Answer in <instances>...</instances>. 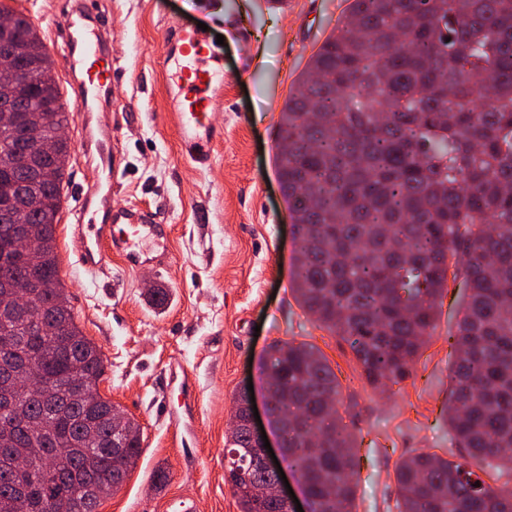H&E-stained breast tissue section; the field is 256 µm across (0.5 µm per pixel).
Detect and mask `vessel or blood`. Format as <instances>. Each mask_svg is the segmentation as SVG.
<instances>
[{
	"mask_svg": "<svg viewBox=\"0 0 512 512\" xmlns=\"http://www.w3.org/2000/svg\"><path fill=\"white\" fill-rule=\"evenodd\" d=\"M66 29L67 61L72 72L81 76L77 109L89 112L112 90V58L104 52L99 27L71 20ZM171 43L165 68V79L176 90L170 103L171 119L184 159L207 168L223 136L211 117L224 102V77L220 66L211 62L208 32L179 28ZM77 149L80 154L97 156L104 176L103 183L76 194L71 229L79 265L92 272L116 256L125 267H138L150 258L148 244L165 237L166 224L158 213L134 205H113L111 179L121 160L112 149L111 130L85 127Z\"/></svg>",
	"mask_w": 512,
	"mask_h": 512,
	"instance_id": "b4317fda",
	"label": "vessel or blood"
}]
</instances>
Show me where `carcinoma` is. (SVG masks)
Segmentation results:
<instances>
[{
	"label": "carcinoma",
	"mask_w": 512,
	"mask_h": 512,
	"mask_svg": "<svg viewBox=\"0 0 512 512\" xmlns=\"http://www.w3.org/2000/svg\"><path fill=\"white\" fill-rule=\"evenodd\" d=\"M1 63L51 70L29 19L15 11ZM42 113L41 135L66 124L59 87L26 93L19 108ZM23 123L0 128V187L22 184L8 149ZM70 156L56 140L25 215L37 243L32 262L5 269L39 278L37 302L63 315L56 224ZM277 175L298 213L291 292L323 328L346 342L376 388L410 371L449 280L469 291L456 324L446 406L456 447L477 462L512 471V0H351L295 80L281 112ZM49 345L62 335L73 355L32 356L20 379L55 377L45 402L18 395L0 406L13 451L68 448L59 494L84 491L82 512H98L97 489L124 480L140 455L131 418L109 407L74 405L65 384L79 373L98 385L101 350L68 314L67 328L10 326ZM272 410L288 414V464L305 477L315 512H355V440L329 419L340 403L336 374L315 346L273 344ZM243 430L226 437L224 474L239 512H255L246 490L276 478L255 464ZM399 512H512V485L492 486L463 462L413 452L396 470ZM37 469L0 461V512H43Z\"/></svg>",
	"instance_id": "obj_1"
}]
</instances>
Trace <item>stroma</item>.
Returning a JSON list of instances; mask_svg holds the SVG:
<instances>
[{"mask_svg":"<svg viewBox=\"0 0 512 512\" xmlns=\"http://www.w3.org/2000/svg\"><path fill=\"white\" fill-rule=\"evenodd\" d=\"M33 23L52 60L70 142L81 135L80 90L60 33L81 0H0ZM350 0H100V23L116 71L111 99L94 121L118 129L124 168L112 198L157 211L168 226L163 269L112 264L89 275L75 267L68 211L73 190L93 187L94 165L72 153L56 226L60 277L85 336L100 347L103 397L136 418L142 450L124 487L99 512H165L184 495L194 512H238L224 481V439L234 399L248 389L279 340L315 345L342 389L338 412L357 439L356 512H398L396 467L416 450L442 457L456 445L444 409L463 311V283L450 286L435 331L411 374L387 392L370 385L352 350L295 301L291 205L277 180L280 112L295 79L342 24ZM205 23L224 72L216 123L224 138L211 167L188 165L170 122L163 61L175 27ZM155 288L167 300L156 305ZM167 479L158 484L156 472Z\"/></svg>","mask_w":512,"mask_h":512,"instance_id":"obj_1","label":"stroma"}]
</instances>
